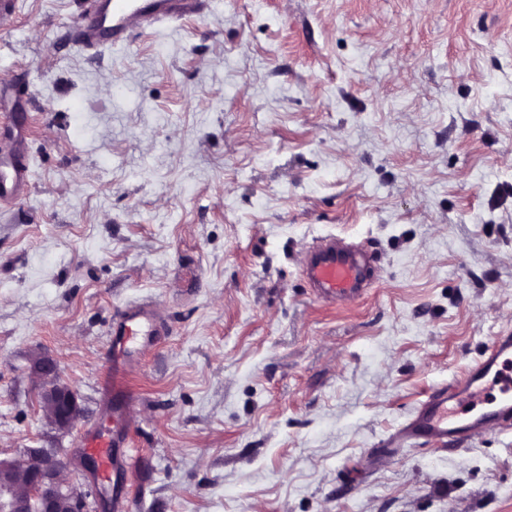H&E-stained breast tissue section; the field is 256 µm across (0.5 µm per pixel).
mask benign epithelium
I'll return each mask as SVG.
<instances>
[{
  "instance_id": "7a95c632",
  "label": "benign epithelium",
  "mask_w": 512,
  "mask_h": 512,
  "mask_svg": "<svg viewBox=\"0 0 512 512\" xmlns=\"http://www.w3.org/2000/svg\"><path fill=\"white\" fill-rule=\"evenodd\" d=\"M42 405L56 430L69 433L82 414L74 392L58 382L55 362L42 360ZM66 457L51 448H29L21 460L0 459V512H89L84 486L64 477Z\"/></svg>"
}]
</instances>
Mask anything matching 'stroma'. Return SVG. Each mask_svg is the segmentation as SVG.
Listing matches in <instances>:
<instances>
[{
    "label": "stroma",
    "mask_w": 512,
    "mask_h": 512,
    "mask_svg": "<svg viewBox=\"0 0 512 512\" xmlns=\"http://www.w3.org/2000/svg\"><path fill=\"white\" fill-rule=\"evenodd\" d=\"M83 0L0 23V457L114 432L116 512H512V432L373 458L512 329V0H210L90 55ZM372 244V290L315 299L303 254ZM168 333L104 387L113 314ZM56 362L83 414L41 408ZM14 139L9 149L0 150V203L12 204L29 192V172L24 154L27 128L22 122L14 125Z\"/></svg>",
    "instance_id": "stroma-1"
}]
</instances>
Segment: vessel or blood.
I'll list each match as a JSON object with an SVG mask.
<instances>
[{
	"label": "vessel or blood",
	"instance_id": "1",
	"mask_svg": "<svg viewBox=\"0 0 512 512\" xmlns=\"http://www.w3.org/2000/svg\"><path fill=\"white\" fill-rule=\"evenodd\" d=\"M207 0H86L74 26L77 44L94 55L108 46H125L135 30L169 19L198 15ZM9 149L0 151V203L12 204L29 192V172L24 154L27 128L15 123ZM378 253L369 245L334 234L318 238L305 252L302 276L312 295L323 302L348 306L365 296L378 272ZM162 322L146 303L125 306L112 321V364L116 371L110 387L115 402L129 401L125 375L134 370L139 356L160 335ZM512 365V331L494 336L487 353L459 376L436 384L419 404L398 436L377 449L383 458L408 441L440 447L458 446L490 431L512 429V386L504 372ZM498 394H490L492 385ZM116 435L99 432L82 441L86 454L97 462L98 481L108 480L113 469Z\"/></svg>",
	"mask_w": 512,
	"mask_h": 512
}]
</instances>
